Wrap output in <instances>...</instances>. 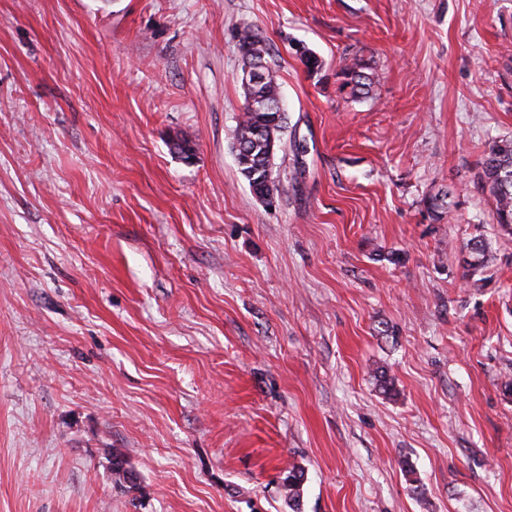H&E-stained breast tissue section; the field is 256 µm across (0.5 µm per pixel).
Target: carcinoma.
<instances>
[{
  "instance_id": "carcinoma-1",
  "label": "carcinoma",
  "mask_w": 512,
  "mask_h": 512,
  "mask_svg": "<svg viewBox=\"0 0 512 512\" xmlns=\"http://www.w3.org/2000/svg\"><path fill=\"white\" fill-rule=\"evenodd\" d=\"M238 51L244 64H259L263 67L265 80L256 87L244 88L243 116L236 128L234 142L243 144V152L237 159L242 177L248 182L251 192L258 198L264 193L278 192V185H266L268 168L284 129L286 116L275 117L273 112H263L249 106L253 97H273L280 93V85L275 69L267 60L269 55L265 42L255 33L244 31L238 41ZM299 59L311 75L323 68L322 59L311 49L301 46L297 50ZM342 78L341 87L350 89L352 97L356 98L369 92L372 77L362 72V66L355 61L344 64L337 72ZM482 178L489 187L492 197V217L495 223L505 230H512V140L499 141L489 147L484 159ZM472 255L475 258L471 264V273L487 267L494 259L490 255L484 241L474 239ZM305 472L299 466L288 469L283 478L282 487L285 491V501L288 507L296 509L299 506Z\"/></svg>"
}]
</instances>
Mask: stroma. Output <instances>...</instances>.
I'll list each match as a JSON object with an SVG mask.
<instances>
[{"label": "stroma", "mask_w": 512, "mask_h": 512, "mask_svg": "<svg viewBox=\"0 0 512 512\" xmlns=\"http://www.w3.org/2000/svg\"><path fill=\"white\" fill-rule=\"evenodd\" d=\"M247 29L271 207L232 150ZM501 139L512 0H0V512H291L294 465L299 512H512ZM238 51L244 62L248 64H260L265 73V80L256 87L244 88V109L243 116L236 128L234 137V148L236 143H244L243 153L238 152L236 159L240 174L248 182L251 192L262 198L265 192L278 193V185L273 182L272 187L266 185L265 180H271V160L285 124V113L275 118L274 112H286L285 101L282 96L266 104L271 112H263L260 109H253L249 106V99L253 97H274L280 93V85L275 69H273L266 58L269 52L265 42L255 33L244 31L238 41ZM354 60L351 64L342 65L336 75L342 78L341 88H350L351 96L356 98L369 92L373 79L370 74L362 72L360 69L363 67L357 59ZM482 178L492 197V217L512 230V140L493 142L484 159ZM305 482V472L299 466L288 468L287 475L283 478L282 487L285 491V501L292 511H298L301 491Z\"/></svg>", "instance_id": "obj_1"}]
</instances>
